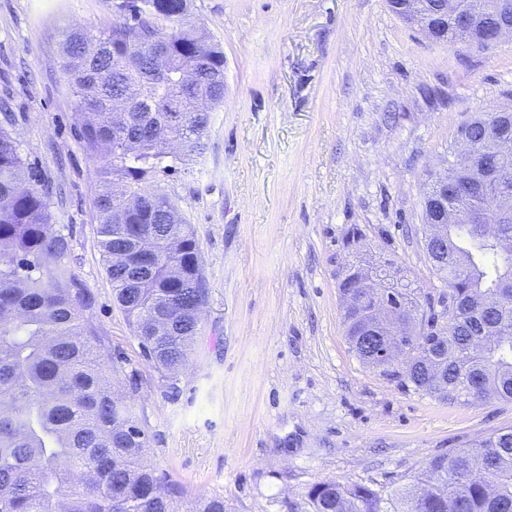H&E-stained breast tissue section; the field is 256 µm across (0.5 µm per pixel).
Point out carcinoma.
<instances>
[{"label":"carcinoma","mask_w":512,"mask_h":512,"mask_svg":"<svg viewBox=\"0 0 512 512\" xmlns=\"http://www.w3.org/2000/svg\"><path fill=\"white\" fill-rule=\"evenodd\" d=\"M137 23L66 28L62 51L77 97L84 149L104 161L95 201L100 247L116 303L148 357L167 372L189 363L197 307L207 301L192 232L176 205L144 184L203 153L209 115L194 108L199 94L224 100V52L184 14V0H140ZM181 131L183 151L166 150ZM19 145L0 128V512H177L187 489L147 463L146 438L132 407L105 377L101 352L87 338L90 293L62 263L67 237L51 230L50 205L26 184ZM455 204L481 213L480 191ZM145 225L154 261L139 274L124 225ZM512 234V215L490 224H453L448 260L432 269L457 301L443 391L418 364L397 368L386 358L368 364L441 399H512V334L482 350L472 339L497 326L482 307L501 293L512 306V252L493 231ZM350 348L361 345V320L344 316ZM487 468L477 472L471 458ZM335 497L314 485V512H512V429L477 440L384 498L361 485L333 482ZM121 496H112V490Z\"/></svg>","instance_id":"1"}]
</instances>
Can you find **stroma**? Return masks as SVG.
<instances>
[{"label":"stroma","instance_id":"35a3bbf8","mask_svg":"<svg viewBox=\"0 0 512 512\" xmlns=\"http://www.w3.org/2000/svg\"><path fill=\"white\" fill-rule=\"evenodd\" d=\"M224 53L207 148L146 187L196 241L207 289L188 366L166 377L114 302L99 248L100 159L78 138L62 32L112 21L105 0H0V126L49 197L65 263L94 302L90 342L111 354L147 457L188 490L182 512H313L310 488L389 495L440 455L512 428V400L446 402L350 351L339 285L346 241L410 287L445 285L424 252L422 200L459 128L512 106V42L435 45L388 0H192Z\"/></svg>","mask_w":512,"mask_h":512}]
</instances>
